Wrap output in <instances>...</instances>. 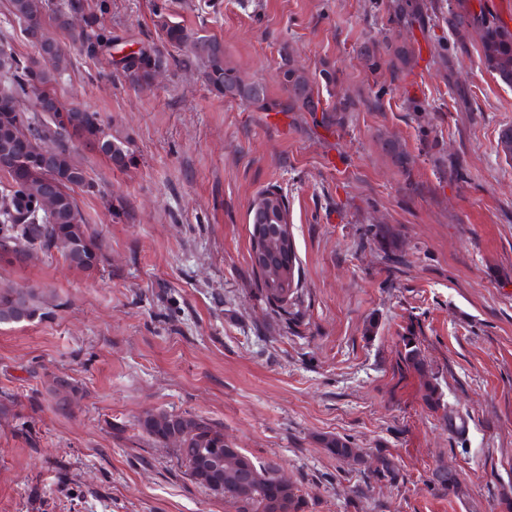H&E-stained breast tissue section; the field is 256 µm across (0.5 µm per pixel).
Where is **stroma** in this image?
Segmentation results:
<instances>
[{"label": "stroma", "instance_id": "1", "mask_svg": "<svg viewBox=\"0 0 512 512\" xmlns=\"http://www.w3.org/2000/svg\"><path fill=\"white\" fill-rule=\"evenodd\" d=\"M159 1L273 93L287 54L313 78L335 69L326 103H378L330 133L306 112L268 121L191 71L141 88L73 55L58 97L100 112L137 162L77 150L98 185L76 198L99 271L55 251L0 267V284L55 296L46 315L0 324V512H234L141 429L149 411L222 426L300 485L305 512H512V160L497 151L512 88L475 41L458 45L440 18L406 28L391 0H107L101 20L133 47L155 38ZM387 35L417 57L398 80L363 57ZM388 138L407 167L383 152ZM270 185L288 199L299 262L289 328L251 263L249 211ZM408 326L464 438L397 367ZM336 435L392 457L404 483L365 484L325 449ZM440 462L455 493L428 487Z\"/></svg>", "mask_w": 512, "mask_h": 512}]
</instances>
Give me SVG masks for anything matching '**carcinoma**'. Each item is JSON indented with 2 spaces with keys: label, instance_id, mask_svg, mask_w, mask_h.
<instances>
[{
  "label": "carcinoma",
  "instance_id": "cac0c4a2",
  "mask_svg": "<svg viewBox=\"0 0 512 512\" xmlns=\"http://www.w3.org/2000/svg\"><path fill=\"white\" fill-rule=\"evenodd\" d=\"M9 6L12 15L25 23V30L33 33L43 27L48 8L46 0H9ZM478 8L476 14L469 6L459 11L450 7L448 16L444 17L445 23L462 41L476 35L481 65L511 88L512 29L486 10L483 3H478ZM393 11L399 21L415 24L422 31L433 21L423 0H395ZM72 12L83 16V26L79 29L67 25L66 16ZM155 16L157 41L143 42L137 52L116 59L113 57L112 31L103 25L96 13L87 10L83 0H67L66 10H57L52 16L57 26L67 31L66 43L47 50L32 37L30 41L36 47L38 57L26 63L0 51V76L7 83L0 90V181L11 180L19 186L9 204H0V263L23 266L31 260V252L48 253L54 248L70 267L86 273L95 271L103 262L101 246L89 231L74 196L77 188L84 193L95 192L96 184L75 159L74 149L81 143L92 144L113 165L127 168L136 162L131 140L110 139L98 113L67 106L59 99L48 116L36 107L26 112L19 105L22 99H31L36 104L43 96L55 95L54 85L64 78L71 65L72 47L90 59L111 56L109 75L121 77L134 86L150 84L158 68L173 64L180 69L198 72L218 96L233 99L236 93L243 91L247 94V104L267 116L295 112L318 114L320 118L314 119L315 124L332 132L343 125L346 113L356 111L362 104L376 105L380 100L378 93L372 101L345 96L333 107L325 108L321 105L319 88L286 54L279 67L282 93L274 95L265 83L243 78L239 69L224 59V45L218 39L200 35L170 20L163 4L156 7ZM172 48L180 51V55L171 54ZM363 56L372 70L378 67L382 58H387L395 79L405 75L415 64L412 48L397 39L372 40L365 44ZM45 146L55 149L51 175L58 186V203L50 217L39 218L36 215L38 197L44 190L46 175L41 164V151ZM263 231L270 261L254 269L259 292L275 307V312L286 315L288 301L297 289L272 288L269 282L278 274L295 285L299 283L296 253L291 242L288 249L281 248V228L269 226ZM20 296L23 297L22 309L13 314L18 321L41 314L54 299L52 294L36 286L18 289L0 285V320L4 319L5 312L15 309ZM399 361L420 374H429L416 336L408 328L400 335ZM424 388V400L432 410L437 412L446 408L434 378H429ZM140 426L159 443L167 442L176 434L182 436L173 452L189 476L192 475V465L203 453L224 447V429L203 419L149 412L140 420ZM324 445L339 461L362 462V450L344 438H328ZM233 456L236 462L243 461L256 471L250 494L243 498L231 495L230 504L235 512H305L303 490L276 467L258 466L239 450ZM377 461V466H368L367 480L396 485L403 479L393 459L380 454ZM430 484L437 491L450 492L457 489L458 480L448 467L438 464Z\"/></svg>",
  "mask_w": 512,
  "mask_h": 512
}]
</instances>
